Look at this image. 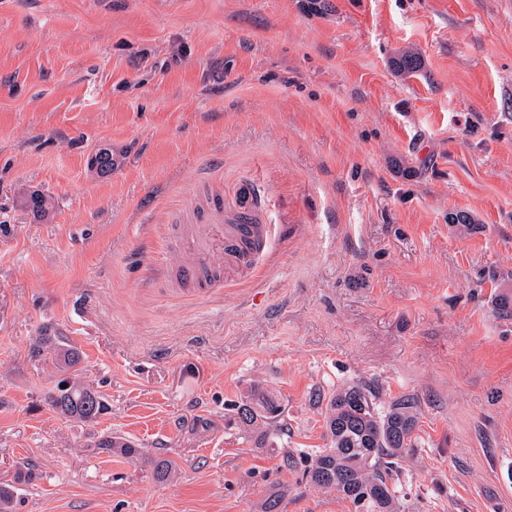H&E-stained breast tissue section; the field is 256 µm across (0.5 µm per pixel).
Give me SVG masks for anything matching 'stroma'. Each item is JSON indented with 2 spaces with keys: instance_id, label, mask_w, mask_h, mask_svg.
<instances>
[{
  "instance_id": "stroma-1",
  "label": "stroma",
  "mask_w": 512,
  "mask_h": 512,
  "mask_svg": "<svg viewBox=\"0 0 512 512\" xmlns=\"http://www.w3.org/2000/svg\"><path fill=\"white\" fill-rule=\"evenodd\" d=\"M326 3L0 0V485L36 475L14 512H352L304 469L319 395L354 383L419 406L402 512H512V0ZM247 190L273 227L256 273L162 286L168 226ZM45 324L82 350L96 424L46 403ZM253 387L281 431L239 421ZM138 446L125 438L115 436H104L89 445V449L95 454H107L108 456L120 455L130 460L143 459L147 461L152 469V475L157 480H166L175 472L177 465L170 459L162 457H148L144 448Z\"/></svg>"
}]
</instances>
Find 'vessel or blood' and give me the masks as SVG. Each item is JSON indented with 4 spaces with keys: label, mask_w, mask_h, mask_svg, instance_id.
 I'll list each match as a JSON object with an SVG mask.
<instances>
[{
    "label": "vessel or blood",
    "mask_w": 512,
    "mask_h": 512,
    "mask_svg": "<svg viewBox=\"0 0 512 512\" xmlns=\"http://www.w3.org/2000/svg\"><path fill=\"white\" fill-rule=\"evenodd\" d=\"M271 239V225L258 221L256 201L248 195L230 222L216 220L209 224L206 235H199L193 224L170 225L164 248L184 257L175 280L189 281L206 292L250 274L269 253Z\"/></svg>",
    "instance_id": "vessel-or-blood-1"
}]
</instances>
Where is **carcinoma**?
<instances>
[{"label":"carcinoma","mask_w":512,"mask_h":512,"mask_svg":"<svg viewBox=\"0 0 512 512\" xmlns=\"http://www.w3.org/2000/svg\"><path fill=\"white\" fill-rule=\"evenodd\" d=\"M403 75H414L422 68L419 55L406 51L395 60ZM48 201L40 194H30L26 207L33 219L45 216ZM495 313L512 319V291L505 289L495 296ZM35 357H44L60 372L79 377L83 353L79 347L62 344L43 326L32 347ZM52 409L66 418L95 423L108 410L103 397L89 385L80 389L48 395ZM284 408L278 395L268 390L252 389L238 407L240 421L267 434L279 430ZM326 437L329 447L310 458L305 476L311 485L333 488L349 499L355 512H400V490L393 475L398 457L412 447L418 423L416 403L396 400L379 409L369 389L360 384L346 386L328 397L325 405ZM95 454L120 455L130 460L143 459L157 480H166L177 465L170 459L148 457L144 449L125 438L104 436L89 446Z\"/></svg>","instance_id":"1"}]
</instances>
